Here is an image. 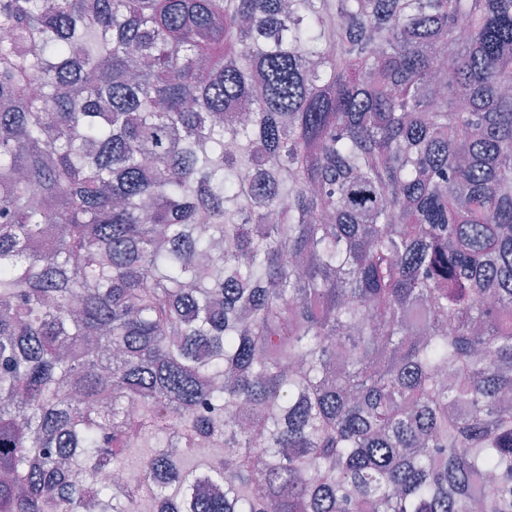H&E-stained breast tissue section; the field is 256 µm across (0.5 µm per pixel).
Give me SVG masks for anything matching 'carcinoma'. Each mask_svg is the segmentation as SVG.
Segmentation results:
<instances>
[{
	"label": "carcinoma",
	"mask_w": 512,
	"mask_h": 512,
	"mask_svg": "<svg viewBox=\"0 0 512 512\" xmlns=\"http://www.w3.org/2000/svg\"><path fill=\"white\" fill-rule=\"evenodd\" d=\"M144 497L512 512V0H0V512Z\"/></svg>",
	"instance_id": "1"
}]
</instances>
